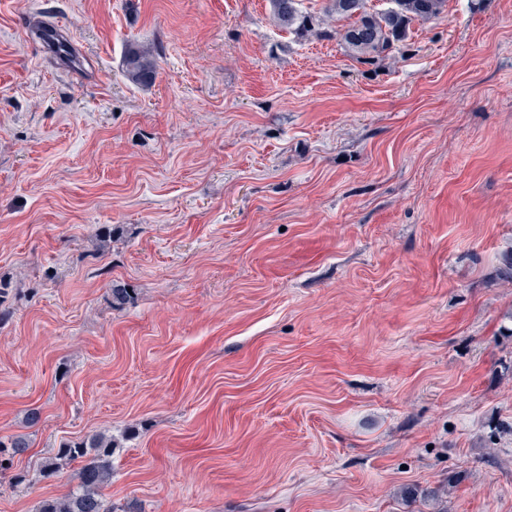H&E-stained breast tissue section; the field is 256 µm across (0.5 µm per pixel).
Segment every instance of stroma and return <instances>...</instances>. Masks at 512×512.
Here are the masks:
<instances>
[{
  "mask_svg": "<svg viewBox=\"0 0 512 512\" xmlns=\"http://www.w3.org/2000/svg\"><path fill=\"white\" fill-rule=\"evenodd\" d=\"M326 4L0 0V512L95 434L114 512H512V0ZM269 5L282 28L295 33L312 31V19L301 12L299 0H269ZM331 11L354 19L344 32V40L356 52L374 59L391 48L406 35L414 20L424 21L439 17L446 0H391V7L380 14L366 10L364 0H330ZM128 79L138 85L151 84L156 76V63L149 51L131 49L125 56ZM29 443L24 435L11 437L7 442L0 440V470H4L16 456L25 454L28 451ZM7 462L6 466L3 463Z\"/></svg>",
  "mask_w": 512,
  "mask_h": 512,
  "instance_id": "obj_1",
  "label": "stroma"
}]
</instances>
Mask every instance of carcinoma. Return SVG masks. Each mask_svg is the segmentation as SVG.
<instances>
[{
	"label": "carcinoma",
	"instance_id": "1",
	"mask_svg": "<svg viewBox=\"0 0 512 512\" xmlns=\"http://www.w3.org/2000/svg\"><path fill=\"white\" fill-rule=\"evenodd\" d=\"M394 7L380 14L366 10L365 0H330L331 10L352 19L344 32V40L356 52L370 59L402 40L406 29L414 20L424 21L439 17L445 10L446 0H391ZM273 16L279 25L290 31H312V19L299 9V0H269ZM128 79L138 85L152 83L156 76V63L149 51L131 49L125 56ZM25 436L16 435L8 441L0 440V470L28 451ZM114 444L112 437L96 435L78 442H64L57 454L47 459L43 472L51 475L62 463L91 460L78 472V484L66 494L43 501L39 512H112L106 505L103 490L112 478L110 457Z\"/></svg>",
	"mask_w": 512,
	"mask_h": 512
}]
</instances>
